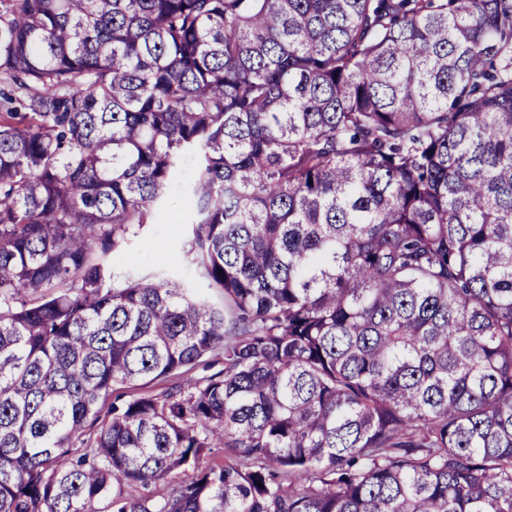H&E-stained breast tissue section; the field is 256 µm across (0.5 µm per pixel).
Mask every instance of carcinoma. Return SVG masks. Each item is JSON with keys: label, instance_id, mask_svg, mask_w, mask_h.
Returning <instances> with one entry per match:
<instances>
[{"label": "carcinoma", "instance_id": "carcinoma-1", "mask_svg": "<svg viewBox=\"0 0 512 512\" xmlns=\"http://www.w3.org/2000/svg\"><path fill=\"white\" fill-rule=\"evenodd\" d=\"M0 512H512V0H0ZM196 169V160L187 156L181 168V175L174 185L168 205L159 210L155 224L146 225L142 239L151 242L147 247L134 246L129 248L127 256L118 264L125 266H142L163 269L167 272L176 271L178 250L183 242L184 224H178L184 215L183 186L190 180Z\"/></svg>", "mask_w": 512, "mask_h": 512}]
</instances>
